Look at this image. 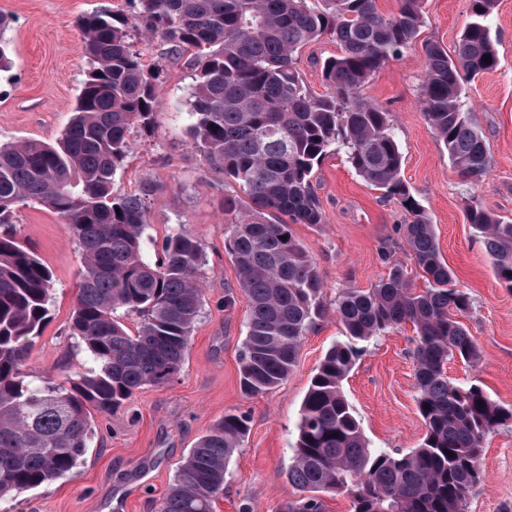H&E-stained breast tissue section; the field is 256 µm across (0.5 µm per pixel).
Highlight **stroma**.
Segmentation results:
<instances>
[{"instance_id": "obj_1", "label": "stroma", "mask_w": 512, "mask_h": 512, "mask_svg": "<svg viewBox=\"0 0 512 512\" xmlns=\"http://www.w3.org/2000/svg\"><path fill=\"white\" fill-rule=\"evenodd\" d=\"M103 9L127 18L154 83L153 123L132 128L133 152L114 179V191L136 193L146 183L153 188L146 200L147 258L156 257L179 225L196 236L206 258L204 304L178 377L136 391L117 412L94 413L91 440L74 475L2 501L0 512H157L194 443L228 413L246 414L250 431L231 459L215 512H239L244 504L250 512H283L304 495L286 476L302 401L325 353L343 338L333 311L338 290L373 287L395 264L410 270L414 288L426 285L397 230L405 212L357 175L345 155L321 161L311 181L323 221L296 224L292 231L317 266L328 312L304 336L288 380L267 393L245 395L239 369L249 302L237 289V271L224 248L234 219L224 201L239 189L193 145L190 52L173 55L160 37L142 36L129 0H0V14L12 20L13 58L11 69L0 71V143L58 141L86 69L78 21ZM422 15L415 40L377 69L360 94L391 113L401 175L435 228L455 287L472 300L465 323L480 359L473 367L448 362V378L478 385L510 407L512 289L496 277L482 239L466 220L465 205L474 200L512 221V0H497L494 11L497 68L464 84L465 109L492 157L489 173L474 184L462 181L421 104L425 47L436 43L454 52L470 20V0H423ZM339 52V44L326 37L298 52L301 79L313 95L328 93L322 64ZM15 227L54 275L52 319L30 349L23 373L63 384L92 366L69 332L79 287L78 245L66 221L44 206H19ZM229 292L235 302L228 307ZM413 336L406 326L360 343L343 383L371 447L406 452L425 434L415 402ZM480 467L484 481L471 490L466 512H512V420L487 436Z\"/></svg>"}]
</instances>
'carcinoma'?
I'll return each instance as SVG.
<instances>
[{
	"label": "carcinoma",
	"instance_id": "obj_1",
	"mask_svg": "<svg viewBox=\"0 0 512 512\" xmlns=\"http://www.w3.org/2000/svg\"><path fill=\"white\" fill-rule=\"evenodd\" d=\"M141 29L160 36L171 54L194 50L197 84L191 137L204 160L234 182L245 200L235 212L228 252L248 298L240 387L247 395L278 387L296 367L306 331L324 314L315 262L293 236V224H321L311 186L315 166L344 152L370 185L406 212L399 227L427 287L391 267L369 290L343 288L336 316L346 340L325 354L302 403L288 482L310 492L285 512H323L320 493H348L354 512H465L483 479L486 437L512 419L475 384L448 381L446 364L475 363L479 348L462 318L465 291L442 258L433 224L401 177L402 153L390 113L359 90L389 58L415 40L422 0H398L381 15L375 0H137ZM471 20L455 56L426 48L422 107L459 175L473 182L492 160L482 132L462 105V77L495 69L491 16L496 0H470ZM0 14V71L11 67ZM87 71L73 117L55 145H0V500L74 473L88 448L92 411L114 413L138 390L172 382L185 363L203 305V250L183 227L147 260L142 236L146 196H117L112 184L131 151L132 126L153 121L154 85L125 17L98 11L80 22ZM329 37L342 53L327 58L331 92H308L295 67L304 46ZM490 62H484V56ZM43 205L66 220L80 254L77 304L70 335L96 368L69 386L24 379L23 367L51 318L53 275L17 238L16 208ZM466 216L481 236L497 276L512 287V224L476 204ZM120 310L141 317L131 334ZM411 324L416 333L417 407L421 443L391 453L370 447L343 381L359 356L355 342ZM430 410H424L425 405ZM249 431L230 413L190 449L158 512H214L228 463ZM454 456H449L446 451Z\"/></svg>",
	"mask_w": 512,
	"mask_h": 512
}]
</instances>
